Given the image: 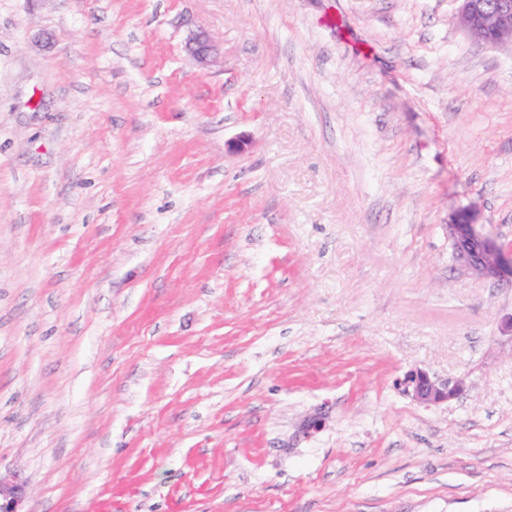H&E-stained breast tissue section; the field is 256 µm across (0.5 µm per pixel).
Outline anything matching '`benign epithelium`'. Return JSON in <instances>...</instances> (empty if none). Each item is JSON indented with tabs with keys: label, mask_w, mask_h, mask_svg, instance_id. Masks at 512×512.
I'll use <instances>...</instances> for the list:
<instances>
[{
	"label": "benign epithelium",
	"mask_w": 512,
	"mask_h": 512,
	"mask_svg": "<svg viewBox=\"0 0 512 512\" xmlns=\"http://www.w3.org/2000/svg\"><path fill=\"white\" fill-rule=\"evenodd\" d=\"M457 27L478 42L512 46V0H459ZM187 52L203 68L210 63L214 46L204 32L190 34ZM456 267L464 273L512 283V254L483 236L466 216H455L448 223ZM403 392L421 405H440L465 390V381H450L419 369L408 371L399 381ZM26 496V485L17 473H0V512H19Z\"/></svg>",
	"instance_id": "7a95c632"
}]
</instances>
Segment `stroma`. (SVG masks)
Instances as JSON below:
<instances>
[{"mask_svg": "<svg viewBox=\"0 0 512 512\" xmlns=\"http://www.w3.org/2000/svg\"><path fill=\"white\" fill-rule=\"evenodd\" d=\"M457 8L0 0L22 512H512V286L447 230L512 244V48ZM186 50L202 68H205L211 61L214 46L205 32H196L188 37ZM456 267L464 273L512 284V254L483 236L466 216H454L448 223ZM403 392L421 405H440L455 399L465 390V381H449L419 369L408 371L399 381Z\"/></svg>", "mask_w": 512, "mask_h": 512, "instance_id": "1", "label": "stroma"}]
</instances>
